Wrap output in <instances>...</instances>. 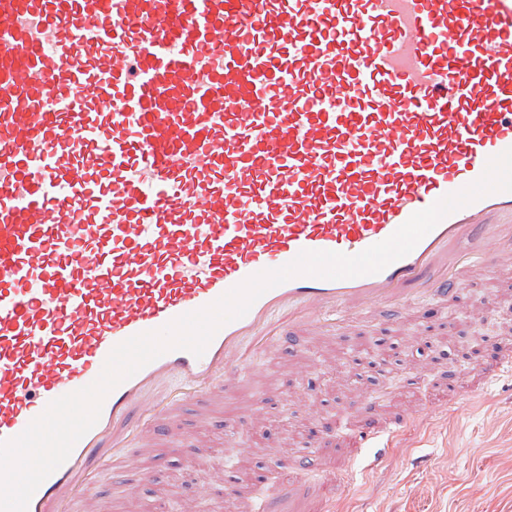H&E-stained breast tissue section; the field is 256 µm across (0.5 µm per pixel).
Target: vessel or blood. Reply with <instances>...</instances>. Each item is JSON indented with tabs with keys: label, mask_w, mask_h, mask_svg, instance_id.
<instances>
[{
	"label": "vessel or blood",
	"mask_w": 512,
	"mask_h": 512,
	"mask_svg": "<svg viewBox=\"0 0 512 512\" xmlns=\"http://www.w3.org/2000/svg\"><path fill=\"white\" fill-rule=\"evenodd\" d=\"M512 148V0H0V441L91 384L119 343L301 251L358 254ZM512 265V192L382 271L297 276L202 356L105 397L27 512H72L175 408L231 397L266 350L447 302ZM512 372V350L482 365ZM358 445L396 427L360 402Z\"/></svg>",
	"instance_id": "vessel-or-blood-1"
}]
</instances>
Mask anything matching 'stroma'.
<instances>
[{"mask_svg": "<svg viewBox=\"0 0 512 512\" xmlns=\"http://www.w3.org/2000/svg\"><path fill=\"white\" fill-rule=\"evenodd\" d=\"M512 292V267L473 269L455 299L423 297L404 319L372 315L341 331L315 330L292 349H277L246 371L234 400L213 411L186 405L170 436L137 449L147 480L128 491L103 466L91 500L108 512H225L214 472L256 478L275 468L292 443L291 426L322 429L320 444L299 450L304 483L340 481L324 512H512V376L484 383L478 365L512 342L500 327ZM463 356L471 388L450 408L432 406L440 385L434 358L443 337ZM419 375L409 388L406 377ZM384 395L380 419L409 418L383 465L367 470L354 454L355 390Z\"/></svg>", "mask_w": 512, "mask_h": 512, "instance_id": "obj_1", "label": "stroma"}]
</instances>
